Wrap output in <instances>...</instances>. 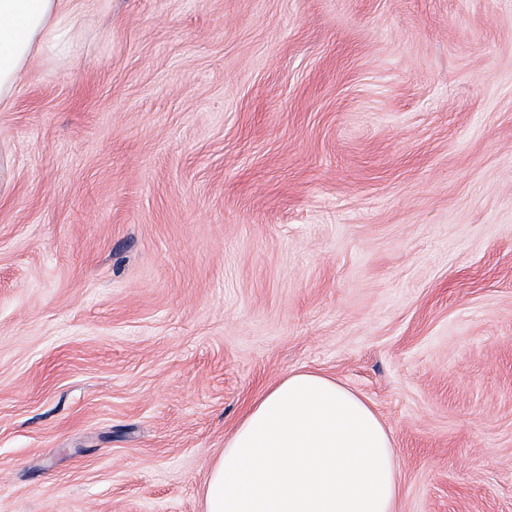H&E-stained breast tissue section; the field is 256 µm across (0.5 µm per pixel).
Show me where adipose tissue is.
<instances>
[{"mask_svg": "<svg viewBox=\"0 0 512 512\" xmlns=\"http://www.w3.org/2000/svg\"><path fill=\"white\" fill-rule=\"evenodd\" d=\"M74 0H0V109L33 59L67 45ZM392 439L372 406L335 378L293 371L249 405L203 489L205 512H395Z\"/></svg>", "mask_w": 512, "mask_h": 512, "instance_id": "1", "label": "adipose tissue"}]
</instances>
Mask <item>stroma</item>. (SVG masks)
I'll use <instances>...</instances> for the list:
<instances>
[{"instance_id":"stroma-1","label":"stroma","mask_w":512,"mask_h":512,"mask_svg":"<svg viewBox=\"0 0 512 512\" xmlns=\"http://www.w3.org/2000/svg\"><path fill=\"white\" fill-rule=\"evenodd\" d=\"M0 111V512H204L292 371L396 512H512V0H79Z\"/></svg>"}]
</instances>
